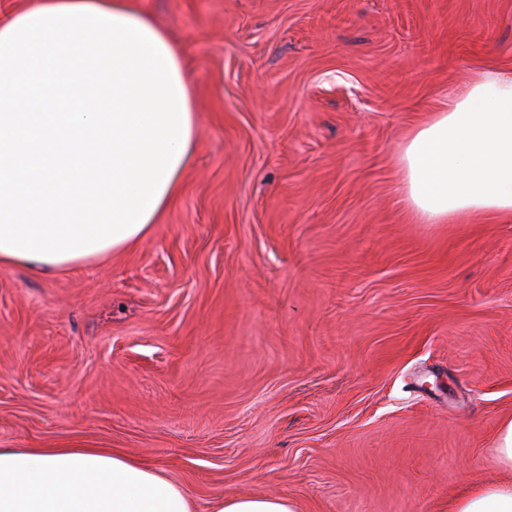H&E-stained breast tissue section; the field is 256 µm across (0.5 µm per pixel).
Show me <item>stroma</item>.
Instances as JSON below:
<instances>
[{"label": "stroma", "instance_id": "1", "mask_svg": "<svg viewBox=\"0 0 512 512\" xmlns=\"http://www.w3.org/2000/svg\"><path fill=\"white\" fill-rule=\"evenodd\" d=\"M183 52L199 135L130 251L0 267V448H112L196 512H448L505 479L512 220L421 224L409 129L483 65L512 0H140ZM492 451L501 466L512 473V418L502 422ZM213 512H300L298 503L282 496H246L219 500Z\"/></svg>", "mask_w": 512, "mask_h": 512}]
</instances>
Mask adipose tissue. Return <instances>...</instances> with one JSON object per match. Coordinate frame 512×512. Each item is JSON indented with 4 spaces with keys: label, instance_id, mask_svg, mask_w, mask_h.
Masks as SVG:
<instances>
[{
    "label": "adipose tissue",
    "instance_id": "obj_1",
    "mask_svg": "<svg viewBox=\"0 0 512 512\" xmlns=\"http://www.w3.org/2000/svg\"><path fill=\"white\" fill-rule=\"evenodd\" d=\"M183 56L135 0H28L0 18V266L57 273L137 246L179 197L198 134ZM397 192L416 220L512 218V67L476 70L416 125ZM0 512H194L108 448H0ZM214 512H299L282 496ZM449 512H512V478Z\"/></svg>",
    "mask_w": 512,
    "mask_h": 512
}]
</instances>
